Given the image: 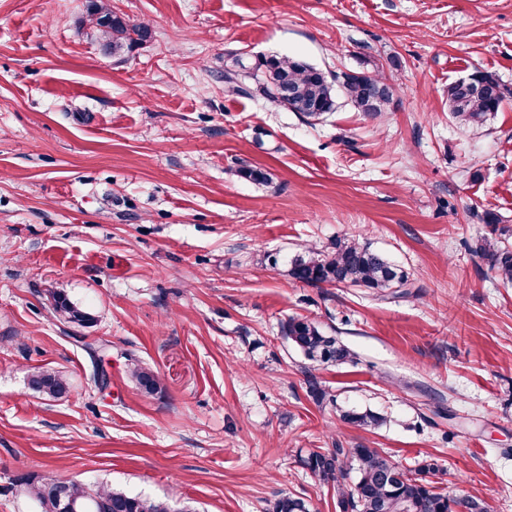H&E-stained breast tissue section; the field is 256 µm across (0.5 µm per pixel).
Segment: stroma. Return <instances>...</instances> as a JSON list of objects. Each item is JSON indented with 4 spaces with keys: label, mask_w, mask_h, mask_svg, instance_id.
<instances>
[{
    "label": "stroma",
    "mask_w": 512,
    "mask_h": 512,
    "mask_svg": "<svg viewBox=\"0 0 512 512\" xmlns=\"http://www.w3.org/2000/svg\"><path fill=\"white\" fill-rule=\"evenodd\" d=\"M106 2L150 37L115 55L88 0H0V512H39L22 485L46 478L175 512L283 494L337 512L300 463L336 446L436 464L448 497L512 512V285L474 254L512 231V0ZM273 55L380 72L393 100L310 125L225 93L232 58ZM474 73L505 101L467 128L448 86ZM350 236L408 273L406 295L289 277L296 253ZM55 292L94 323L60 320ZM292 316L354 363L308 361L281 333ZM37 367L69 394L31 390ZM312 376L335 402L309 397ZM129 378L147 395H153L161 390L158 376L149 367L133 364L129 369Z\"/></svg>",
    "instance_id": "obj_1"
}]
</instances>
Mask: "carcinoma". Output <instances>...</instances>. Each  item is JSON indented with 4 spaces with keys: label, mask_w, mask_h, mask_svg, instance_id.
Wrapping results in <instances>:
<instances>
[{
    "label": "carcinoma",
    "mask_w": 512,
    "mask_h": 512,
    "mask_svg": "<svg viewBox=\"0 0 512 512\" xmlns=\"http://www.w3.org/2000/svg\"><path fill=\"white\" fill-rule=\"evenodd\" d=\"M89 10L100 27L106 46L112 53L132 48L149 35L146 27L127 22L122 16L90 0ZM295 88L293 100L279 97L274 87L283 77ZM481 91L448 86V111L452 118L473 127L484 124L500 111L504 92L499 82L488 75H475ZM344 90L345 98L368 118L382 116L391 98L377 99L372 86L386 84L381 74L366 73L341 76L298 59L272 56L251 67L243 58L235 57L224 68V88L230 94L249 95L256 89L268 101L296 112L310 122L322 120L335 111L333 83ZM475 252L487 261L490 269L506 282H512V248L504 242H485ZM290 275L305 284H330L343 288H364L382 297L392 288L408 287V273L381 253L355 239H338L325 250L307 249L290 261ZM53 309L67 323L84 326L92 321L89 313L63 295L53 296ZM283 335L306 359L317 363L341 365L354 361L355 354L338 337L327 334L314 321L291 317L282 327ZM129 378L143 393L160 391L158 376L148 367L135 364ZM29 386L50 399H59L70 392V383L62 374L36 368L29 375ZM343 422L363 427H378L385 418L371 410L342 411ZM302 464L327 485H342L354 474L353 486L338 489L336 506L339 512H451L448 496L437 491L429 475L436 474L432 464L404 470L374 448H317L302 458ZM68 498L77 512H176L166 500L144 498L108 485L88 486L79 482L66 484ZM24 492L36 501L41 512H58V502L50 481L26 485ZM273 512H309L306 501L293 495L280 497Z\"/></svg>",
    "instance_id": "carcinoma-1"
}]
</instances>
